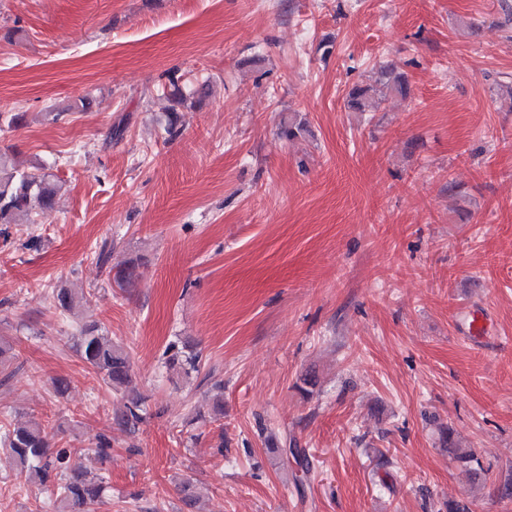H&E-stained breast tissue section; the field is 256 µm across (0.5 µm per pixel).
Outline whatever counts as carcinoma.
I'll use <instances>...</instances> for the list:
<instances>
[{"instance_id": "cac0c4a2", "label": "carcinoma", "mask_w": 512, "mask_h": 512, "mask_svg": "<svg viewBox=\"0 0 512 512\" xmlns=\"http://www.w3.org/2000/svg\"><path fill=\"white\" fill-rule=\"evenodd\" d=\"M409 85L405 77L382 67L374 83L353 86L346 97L351 112H376L390 95L405 96ZM57 187L50 174L36 167L31 171L18 170L13 162L0 155V224H17L19 218L35 223V218L53 211ZM55 307L63 313L72 312L82 297L72 289L61 286L53 290ZM74 348L78 356L89 365L104 382L115 389H127L131 383V365L124 349L112 342L95 323L83 324L75 337ZM169 363L184 375L200 371L199 353L185 348L171 347ZM143 419L142 399L133 397L125 409L115 416L116 423L132 431ZM448 453L462 467L478 472L480 458L470 448L457 446L453 430L444 436ZM0 445L7 450L16 465L20 484L37 486L50 492L58 502L59 512H86V508L102 501L105 491L104 477L81 470L66 472L68 450L51 452L44 424L31 419L17 427L0 433Z\"/></svg>"}]
</instances>
